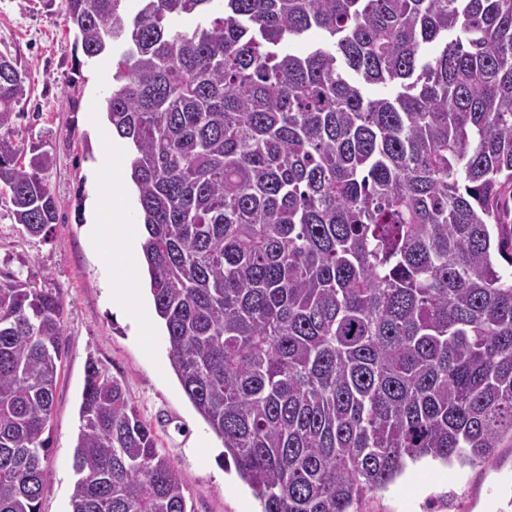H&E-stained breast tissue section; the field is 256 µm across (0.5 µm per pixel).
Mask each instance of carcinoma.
Instances as JSON below:
<instances>
[{
    "mask_svg": "<svg viewBox=\"0 0 512 512\" xmlns=\"http://www.w3.org/2000/svg\"><path fill=\"white\" fill-rule=\"evenodd\" d=\"M65 2L86 58L122 48L106 118L171 365L261 512H356L424 457L512 448V0ZM26 95L0 67V189L39 237ZM63 315L0 272V512H40ZM79 416L72 512H187L93 357Z\"/></svg>",
    "mask_w": 512,
    "mask_h": 512,
    "instance_id": "obj_1",
    "label": "carcinoma"
}]
</instances>
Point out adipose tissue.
Masks as SVG:
<instances>
[{
    "label": "adipose tissue",
    "mask_w": 512,
    "mask_h": 512,
    "mask_svg": "<svg viewBox=\"0 0 512 512\" xmlns=\"http://www.w3.org/2000/svg\"><path fill=\"white\" fill-rule=\"evenodd\" d=\"M102 178L104 194L94 206L92 228L97 239L106 244L109 270L108 284L112 290V305L133 313L139 335L151 333L154 311L141 293L138 253L145 230L130 223L123 203V186L130 174L120 163L104 159Z\"/></svg>",
    "instance_id": "adipose-tissue-1"
}]
</instances>
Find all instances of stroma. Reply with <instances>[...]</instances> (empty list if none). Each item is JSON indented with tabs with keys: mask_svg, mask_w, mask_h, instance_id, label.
<instances>
[{
	"mask_svg": "<svg viewBox=\"0 0 512 512\" xmlns=\"http://www.w3.org/2000/svg\"><path fill=\"white\" fill-rule=\"evenodd\" d=\"M0 54L14 60L28 95L11 129L14 144L40 147L53 157L42 176L58 201L48 237H33L12 220L0 200V270L56 289L64 305V341L50 428L47 480L41 512H71L76 480L73 453L88 357L126 382L148 421L169 416L184 426L158 429V447L184 481L187 512H260L261 505L225 466L221 440L184 393L170 363L162 323L151 340L131 317L112 306L104 248L93 240L94 203L102 195L101 132L111 84L102 74L111 54L87 60L66 23L65 0H0ZM458 496L460 512H507L512 500V448L476 466L426 457L408 465L385 489L369 493L361 512H446L443 498Z\"/></svg>",
	"mask_w": 512,
	"mask_h": 512,
	"instance_id": "obj_1",
	"label": "stroma"
}]
</instances>
